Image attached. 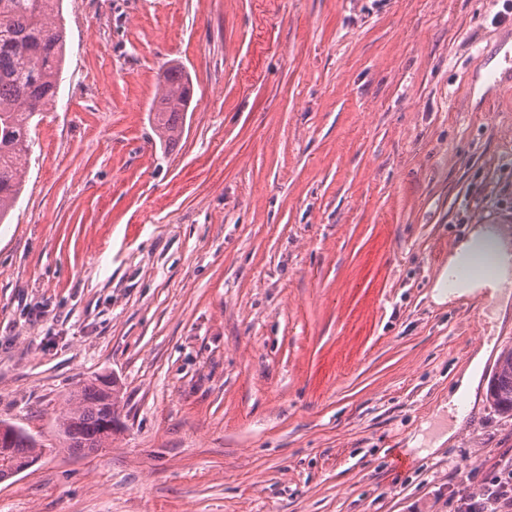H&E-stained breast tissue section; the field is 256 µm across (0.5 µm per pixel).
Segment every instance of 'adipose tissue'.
Masks as SVG:
<instances>
[{
    "instance_id": "obj_1",
    "label": "adipose tissue",
    "mask_w": 512,
    "mask_h": 512,
    "mask_svg": "<svg viewBox=\"0 0 512 512\" xmlns=\"http://www.w3.org/2000/svg\"><path fill=\"white\" fill-rule=\"evenodd\" d=\"M482 247L491 248L495 254L497 272L494 280L470 278L458 283L459 294L473 297L488 296L497 311L506 310L512 303V242L494 224L472 225L448 255L449 266L466 263Z\"/></svg>"
}]
</instances>
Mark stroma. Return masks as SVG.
I'll list each match as a JSON object with an SVG mask.
<instances>
[{
  "mask_svg": "<svg viewBox=\"0 0 512 512\" xmlns=\"http://www.w3.org/2000/svg\"><path fill=\"white\" fill-rule=\"evenodd\" d=\"M62 21L57 102L0 224V421L40 443L0 512L481 495L512 457L488 397L512 305L432 292L470 225L512 228V0H62ZM171 61L194 95L167 147ZM481 349L459 429L408 454ZM98 376L121 428L69 453L57 420ZM192 96V81L183 67L179 64L168 67L150 113L161 144L169 146L183 134L185 115Z\"/></svg>",
  "mask_w": 512,
  "mask_h": 512,
  "instance_id": "1",
  "label": "stroma"
}]
</instances>
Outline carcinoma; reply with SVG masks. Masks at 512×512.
Wrapping results in <instances>:
<instances>
[{"mask_svg": "<svg viewBox=\"0 0 512 512\" xmlns=\"http://www.w3.org/2000/svg\"><path fill=\"white\" fill-rule=\"evenodd\" d=\"M62 0H0V223L15 207L24 183L32 144L31 121L55 101L65 57L60 16ZM193 96L192 81L178 64L166 69L152 105L154 130L166 146L184 131ZM489 398L512 415V348L502 351L489 386ZM114 383L96 378L68 398L58 419L62 444L74 453L90 454L112 441L118 417ZM37 441L14 427L13 439L0 447V480L9 479L37 458Z\"/></svg>", "mask_w": 512, "mask_h": 512, "instance_id": "carcinoma-1", "label": "carcinoma"}]
</instances>
